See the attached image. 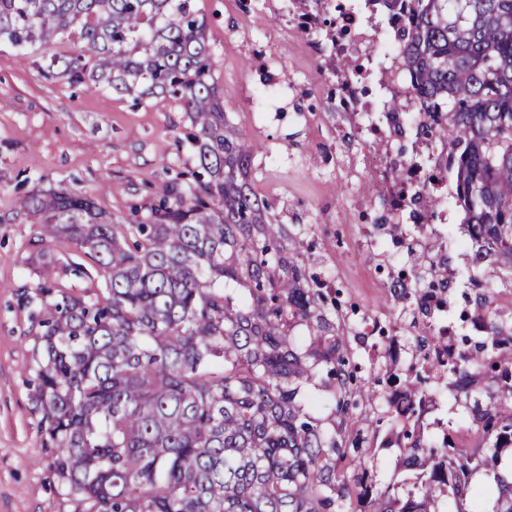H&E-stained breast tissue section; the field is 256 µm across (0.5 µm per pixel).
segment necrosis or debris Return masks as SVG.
<instances>
[{"label":"necrosis or debris","mask_w":512,"mask_h":512,"mask_svg":"<svg viewBox=\"0 0 512 512\" xmlns=\"http://www.w3.org/2000/svg\"><path fill=\"white\" fill-rule=\"evenodd\" d=\"M276 9L286 17L294 37L311 46L324 44L326 54L359 59L361 67L357 71L324 69L318 74L320 83L332 90L339 112L351 117L357 134L368 141L399 137L410 142L411 150L407 154L392 151L378 156L368 152L362 159L364 169L378 177L386 175L394 166L403 167L407 173L406 180L393 184L389 191L385 201L387 214L410 224L424 225L428 241L451 238L447 211L441 209L429 214L421 202L413 201L410 193L411 185L428 168L436 177L427 184V194L444 202L456 198L455 183L446 170L444 154L419 136L427 114L417 107L400 112L388 109V99L409 92L413 84L410 73L401 65L403 47L398 29L402 16L381 12L375 0H348L341 10L337 9L336 0H310L305 8L299 0H277ZM329 16L336 19L335 34L326 39L322 36L323 21ZM262 68L266 81L261 107L272 117L281 112L293 84L284 73L276 50L265 52ZM425 303L434 317L440 340L426 344L424 350L428 358L447 359L455 347V337L448 326L447 299L434 291L427 295Z\"/></svg>","instance_id":"obj_1"}]
</instances>
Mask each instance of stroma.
<instances>
[{
    "instance_id": "35a3bbf8",
    "label": "stroma",
    "mask_w": 512,
    "mask_h": 512,
    "mask_svg": "<svg viewBox=\"0 0 512 512\" xmlns=\"http://www.w3.org/2000/svg\"><path fill=\"white\" fill-rule=\"evenodd\" d=\"M196 5L207 21L224 110L263 146L255 158L259 190L273 198L280 222L317 225L316 252L336 269L351 301L380 309L377 258L358 244L366 147L361 138L334 133L344 119L329 112L316 82L322 57L288 36L274 0ZM272 43L295 87L281 120L259 122L249 113L263 84L253 60ZM72 50L69 43L56 45L32 64L0 47V512L75 509L59 493L54 453L41 447L37 434L31 374L24 369L36 329L21 301L39 282L44 261L72 256L75 247L60 239L33 248L35 219L19 208V196L37 187H71L124 220L193 161L177 144L188 117L171 100L159 96L137 106L128 96L48 80V59Z\"/></svg>"
}]
</instances>
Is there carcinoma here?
<instances>
[{"label": "carcinoma", "instance_id": "cac0c4a2", "mask_svg": "<svg viewBox=\"0 0 512 512\" xmlns=\"http://www.w3.org/2000/svg\"><path fill=\"white\" fill-rule=\"evenodd\" d=\"M405 13L401 37L414 84L392 110H429L421 134L439 143L456 178L475 270L494 265L512 287V0H379ZM195 0H0V46L60 43L51 80L109 89L141 103L171 99L190 122L193 166L141 220L125 224L76 189L32 191L37 242H72L36 285L40 358L32 397L41 447L74 512H470L489 495L472 473L512 447V323L471 289L481 332L453 318L464 354L445 385L466 402L468 437L424 429L433 395L419 372L365 358L356 325L376 342L391 327L431 340L428 283L449 290L443 246L415 245L420 226L372 219L408 244L411 263L386 273L376 312L349 302L313 252L318 225L279 224L254 186L261 145L230 123ZM434 251L430 257L426 252ZM426 259V265L418 263ZM97 269L82 296L70 269ZM386 428L379 437L380 428ZM397 449L407 498L379 489L373 460ZM492 512H512L497 481Z\"/></svg>", "mask_w": 512, "mask_h": 512}]
</instances>
